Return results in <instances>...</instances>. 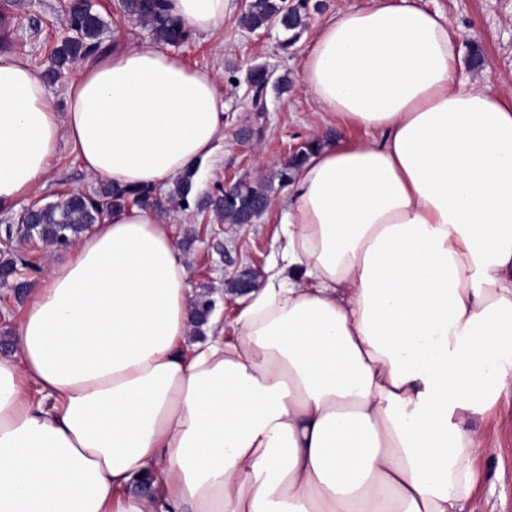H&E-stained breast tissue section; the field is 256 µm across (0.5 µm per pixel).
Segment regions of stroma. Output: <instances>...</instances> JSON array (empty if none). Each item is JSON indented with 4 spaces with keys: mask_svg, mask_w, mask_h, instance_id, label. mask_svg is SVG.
I'll return each instance as SVG.
<instances>
[{
    "mask_svg": "<svg viewBox=\"0 0 512 512\" xmlns=\"http://www.w3.org/2000/svg\"><path fill=\"white\" fill-rule=\"evenodd\" d=\"M316 2V8L308 12L305 31L292 44L279 27L251 31L241 27L234 16L211 32H190L188 39L175 47V55L188 67L217 73L224 97V139L214 158L199 171L195 195L212 193L215 185L225 182L272 178L289 157L314 138L331 134L349 143L371 139V132L364 128L321 122L301 75L303 50L317 30L336 12L359 5L362 0ZM421 2L440 12L457 33L460 70L465 79L512 91V0ZM92 3L107 22L105 44L119 47L150 41L148 30L124 15L121 0ZM62 4L63 0H0V18H5L10 28L7 54L26 59L39 71H48L53 47L68 34ZM257 66L269 73L265 109L261 112L254 109L247 82L249 70ZM282 79L288 82L283 91L277 88ZM100 184V179L84 172L71 145L64 141L43 188L33 198L43 204L55 202L63 193H89ZM169 192L166 185L155 188L161 202L158 217L177 240L191 287L211 290L215 301L212 317L228 325L245 303L244 298L228 292V281L248 269L256 283H263L268 268L281 259L277 243L280 212L288 202L289 189L274 187L269 209L247 226L218 222L209 211L172 207ZM16 254L29 261L26 278L36 287L48 269L67 258L69 252L35 238ZM477 424L490 452L475 462L477 486L469 512H512V393L502 395Z\"/></svg>",
    "mask_w": 512,
    "mask_h": 512,
    "instance_id": "stroma-1",
    "label": "stroma"
}]
</instances>
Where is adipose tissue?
I'll return each instance as SVG.
<instances>
[{
    "label": "adipose tissue",
    "mask_w": 512,
    "mask_h": 512,
    "mask_svg": "<svg viewBox=\"0 0 512 512\" xmlns=\"http://www.w3.org/2000/svg\"><path fill=\"white\" fill-rule=\"evenodd\" d=\"M167 8L206 33L237 3ZM457 63L419 0H365L317 31L305 85L374 136L309 152L285 264L233 340H191L189 274L155 209L82 236L0 357V512H466L488 452L473 420L512 391V104ZM217 81L124 46L83 64L61 115L40 71L0 56V209L64 140L128 188L202 166L224 136Z\"/></svg>",
    "instance_id": "obj_1"
}]
</instances>
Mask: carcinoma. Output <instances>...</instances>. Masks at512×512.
<instances>
[{"instance_id":"obj_1","label":"carcinoma","mask_w":512,"mask_h":512,"mask_svg":"<svg viewBox=\"0 0 512 512\" xmlns=\"http://www.w3.org/2000/svg\"><path fill=\"white\" fill-rule=\"evenodd\" d=\"M124 14L147 27L153 38L171 46L182 44L188 32L186 27L167 11L166 0H123ZM309 0H250L239 18L241 26L258 30L278 26L291 33L289 41L298 39L306 27ZM63 11L69 35L64 37L52 51L54 68L49 76L55 77L68 65L106 51L102 35L106 22L102 15L93 9L89 0H65ZM248 82L256 95L264 93L269 83V75L263 68L250 71ZM320 144L311 140L304 144L279 173L280 182L292 180L293 171L301 166L313 146ZM194 172L185 174L170 193V199L177 203L189 201L192 193ZM272 183L242 182L232 191L226 192L218 186L215 191L196 201L197 209L213 210L224 217L229 224H251L265 212V204L270 201ZM129 205L159 207L153 189H129L113 183L103 182L92 193L68 194L54 203L33 204L19 217L18 227H4L6 241L14 234L32 236L56 247L72 246L91 225L99 224L112 210ZM27 263L16 258L10 250L0 252V283L10 284L17 294H22L29 283L23 279ZM214 300L206 292L195 296L191 311L193 334H204L207 317Z\"/></svg>"}]
</instances>
